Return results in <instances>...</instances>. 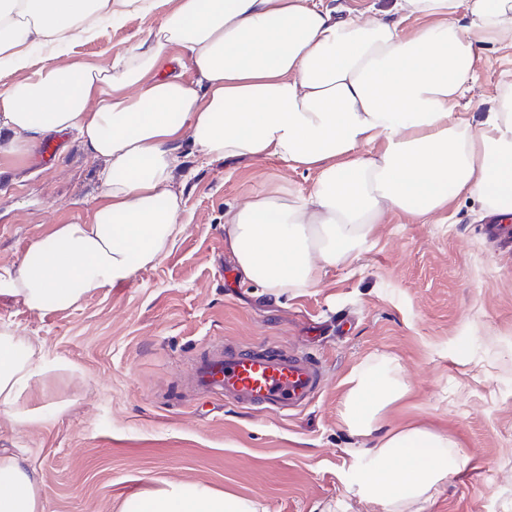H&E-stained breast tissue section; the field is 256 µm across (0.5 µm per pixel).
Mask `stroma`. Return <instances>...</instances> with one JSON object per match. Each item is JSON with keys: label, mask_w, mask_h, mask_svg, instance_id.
Here are the masks:
<instances>
[{"label": "stroma", "mask_w": 512, "mask_h": 512, "mask_svg": "<svg viewBox=\"0 0 512 512\" xmlns=\"http://www.w3.org/2000/svg\"><path fill=\"white\" fill-rule=\"evenodd\" d=\"M176 0H140L93 18L84 36L33 48L34 58L107 66L140 44ZM512 81V44L480 53L469 114ZM59 153L0 151V275L60 224L90 221L102 200L82 142L55 133ZM174 189L184 230L157 265L66 309L29 308L0 292V325L69 370L39 379L43 424L0 412V448L42 478L46 512H136L169 483L252 501L259 512H368L357 494L367 440L341 418L348 380L393 360L408 396L392 423L451 437L465 466L423 512H512V240L489 238V217L464 194L426 219L386 215L359 256L327 267L315 287L273 297L242 281L224 240V213L247 199L308 193L314 170L276 157L198 165L182 140ZM214 339L277 342L316 357L324 387L288 419L240 411L189 385L192 360Z\"/></svg>", "instance_id": "stroma-1"}]
</instances>
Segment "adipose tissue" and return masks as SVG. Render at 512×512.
Returning a JSON list of instances; mask_svg holds the SVG:
<instances>
[{
  "label": "adipose tissue",
  "instance_id": "1",
  "mask_svg": "<svg viewBox=\"0 0 512 512\" xmlns=\"http://www.w3.org/2000/svg\"><path fill=\"white\" fill-rule=\"evenodd\" d=\"M135 0H0V56L27 70L0 91V134L31 147L75 132L104 164V202L89 224H61L32 244L9 278L34 309L77 305L166 256L183 230L171 183L175 142L198 162L277 157L316 169L305 195L277 192L224 214L245 280L272 295L313 287L324 267L357 256L390 212L416 218L460 193L512 213V81L479 123L460 114L486 40L512 41V0H394L336 11L324 0H178L120 66L33 67L30 50ZM422 21L414 34L402 23ZM192 80L160 72L168 52ZM373 147L360 155L361 147ZM28 340L0 326V411L22 425L50 418L35 377H57ZM342 419L369 438L373 462L358 493L372 512H421L465 459L448 436L390 428L382 417L408 392L398 365L355 372ZM41 475L0 448V512H44ZM140 512H257L253 503L191 483L143 498Z\"/></svg>",
  "mask_w": 512,
  "mask_h": 512
}]
</instances>
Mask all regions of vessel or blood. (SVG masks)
<instances>
[{
  "instance_id": "obj_1",
  "label": "vessel or blood",
  "mask_w": 512,
  "mask_h": 512,
  "mask_svg": "<svg viewBox=\"0 0 512 512\" xmlns=\"http://www.w3.org/2000/svg\"><path fill=\"white\" fill-rule=\"evenodd\" d=\"M191 380L235 407L285 416L315 399L324 376L314 358L280 344L239 347L215 340L195 358Z\"/></svg>"
}]
</instances>
